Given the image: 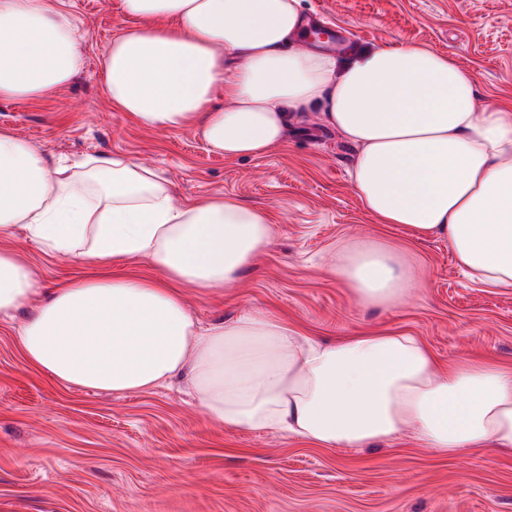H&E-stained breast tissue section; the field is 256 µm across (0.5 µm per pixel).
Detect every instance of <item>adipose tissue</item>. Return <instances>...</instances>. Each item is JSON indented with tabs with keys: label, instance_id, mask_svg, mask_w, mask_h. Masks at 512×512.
Masks as SVG:
<instances>
[{
	"label": "adipose tissue",
	"instance_id": "adipose-tissue-1",
	"mask_svg": "<svg viewBox=\"0 0 512 512\" xmlns=\"http://www.w3.org/2000/svg\"><path fill=\"white\" fill-rule=\"evenodd\" d=\"M122 8L135 24L102 55L113 109L143 129H196L238 158L282 144L290 120L324 105V124L358 148L353 187L377 223L448 240L471 279L512 286V105L477 110L475 79L450 56L417 44L345 57L287 51L304 27L300 0ZM0 45V98L58 92L84 64L65 0H0ZM219 91L230 107L212 109ZM19 226L46 252L80 257L86 273L42 288L1 245ZM270 235L266 212L235 198L176 203L155 170L125 156L52 169L0 129V322L45 294L15 336L51 381L115 394L181 381L224 428L285 431L317 447L408 432L445 457L512 450V369L472 359L444 367L395 332L314 340L262 310L197 328L177 284H234ZM115 259L147 261L160 276L114 277ZM331 273L374 305L394 303L405 285L381 251Z\"/></svg>",
	"mask_w": 512,
	"mask_h": 512
}]
</instances>
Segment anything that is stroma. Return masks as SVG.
Listing matches in <instances>:
<instances>
[{"mask_svg":"<svg viewBox=\"0 0 512 512\" xmlns=\"http://www.w3.org/2000/svg\"><path fill=\"white\" fill-rule=\"evenodd\" d=\"M358 48L419 44L477 84L476 107L512 102V0H301ZM85 64L56 94L0 98V128L48 162L127 155L156 169L176 201L232 196L265 210L269 247L231 286L178 291L201 326L254 310L311 338L361 330L418 336L441 364L479 358L512 368V287L473 281L447 240L376 223L349 177L356 155L319 108L287 140L230 159L193 130H144L108 102L101 56L132 26L121 0H66ZM8 246L51 288L82 270L24 228ZM385 249L412 280L392 305L361 303L330 273L344 252ZM0 512H512V452L444 458L407 434L369 448H318L285 432L229 431L180 385L112 394L57 384L29 367L0 324Z\"/></svg>","mask_w":512,"mask_h":512,"instance_id":"35a3bbf8","label":"stroma"}]
</instances>
